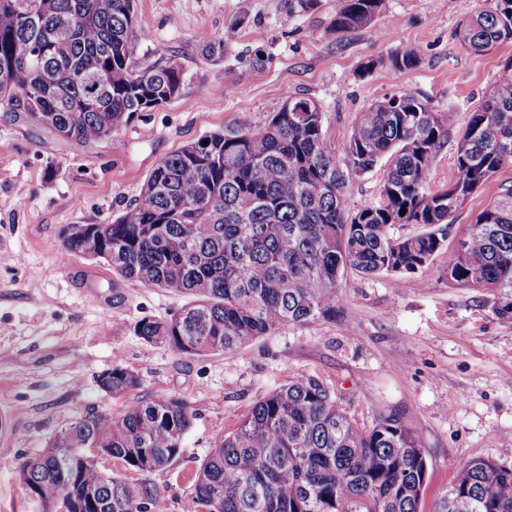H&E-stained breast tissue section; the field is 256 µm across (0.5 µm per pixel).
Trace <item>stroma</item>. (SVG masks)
I'll return each instance as SVG.
<instances>
[{"instance_id": "35a3bbf8", "label": "stroma", "mask_w": 512, "mask_h": 512, "mask_svg": "<svg viewBox=\"0 0 512 512\" xmlns=\"http://www.w3.org/2000/svg\"><path fill=\"white\" fill-rule=\"evenodd\" d=\"M336 4L293 13L288 0H135L142 38L132 62L176 59L179 99L91 144L0 111V512H30L18 466L61 428L93 408L123 410L129 398L98 385L116 362L141 378L132 396H175L192 412L179 457L146 476L158 491L146 512H198L192 475L216 440L299 375L322 380L361 424L392 416L412 431L427 461L419 512H435L459 465H512V320L494 314L484 291L443 279L453 242L413 275L346 273L333 316L204 356L147 345L133 331L189 296L120 278L62 245L67 225L111 223L163 158L239 117L264 124L285 95L315 100L327 138L341 148L359 112L406 91L467 120L512 58V42L475 54L458 37L462 21L495 0H384L369 28L340 38L329 28ZM234 24L223 60H208L200 34ZM410 47L420 64L393 71L387 56ZM372 59L376 67L364 72ZM505 185L512 167L456 212L454 234Z\"/></svg>"}]
</instances>
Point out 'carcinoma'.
I'll return each instance as SVG.
<instances>
[{
  "instance_id": "1",
  "label": "carcinoma",
  "mask_w": 512,
  "mask_h": 512,
  "mask_svg": "<svg viewBox=\"0 0 512 512\" xmlns=\"http://www.w3.org/2000/svg\"><path fill=\"white\" fill-rule=\"evenodd\" d=\"M384 0H338L330 29L370 26ZM134 0H0V106L64 139L112 138L133 116L181 94L182 69L135 67ZM72 29L57 38L61 30ZM477 52L512 41V0H496L460 25ZM218 61L230 42L201 38ZM392 70L416 67L420 53L388 56ZM38 88L33 102L22 100ZM455 135L452 182L426 189L439 150ZM386 160L377 199L351 212V176ZM512 165V59L500 67L482 106L458 125L453 111L406 92L358 113L343 150L323 130L312 99L287 95L263 125L236 121L189 142L158 163L135 202L102 238L93 225L62 236L68 252L95 259L112 250V270L192 296L134 332L150 345L190 356L233 354L290 323L336 312L339 281L411 275L443 249L454 214L501 168ZM406 210L405 215L399 211ZM399 224L424 231L395 236ZM443 277L485 291L493 312L512 320V186L468 225ZM100 387L121 396L139 375L112 364ZM192 413L177 397L135 400L115 414L76 417L40 454L23 461L24 492L43 512H145L157 491L84 460L86 448L140 473L180 455ZM426 456L398 419L363 429L325 384L300 375L268 392L224 435L197 469L195 499L205 512H418ZM436 512H512V466L478 458L458 468Z\"/></svg>"
}]
</instances>
